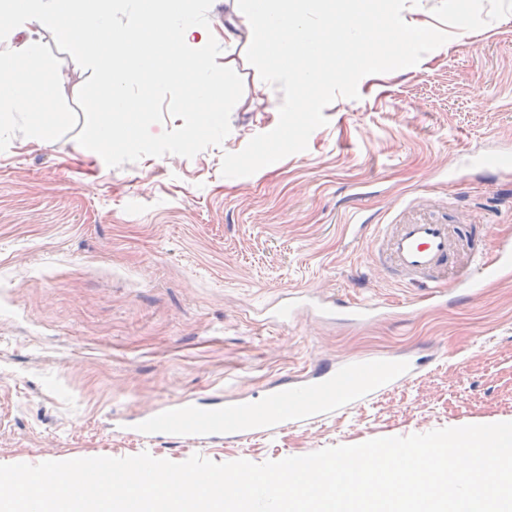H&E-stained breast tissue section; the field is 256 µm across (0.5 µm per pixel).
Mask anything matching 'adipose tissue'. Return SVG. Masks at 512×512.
Here are the masks:
<instances>
[{
	"instance_id": "ef3b65f1",
	"label": "adipose tissue",
	"mask_w": 512,
	"mask_h": 512,
	"mask_svg": "<svg viewBox=\"0 0 512 512\" xmlns=\"http://www.w3.org/2000/svg\"><path fill=\"white\" fill-rule=\"evenodd\" d=\"M346 19L331 24L314 15L310 6L294 8L280 0H234L223 32L201 23L191 0H137L138 25L114 38L112 0H0V136L12 126L28 130L29 143L49 145L56 141L60 122H38L29 112L34 96L49 100L54 96V65L46 57L41 31L52 30L57 41L68 48L74 65H92L110 89L107 98H93L94 110L101 112H146L149 100L133 96L130 85L134 72L115 67L116 52L140 46L162 45L176 54L191 74V88L184 96L182 110L192 121L205 122L213 134L221 129L215 120L217 89L222 79L207 65L205 55L216 40L233 46L240 39L271 44L280 59L277 67L264 68L266 83L285 88L283 99L274 101L273 111H317V102L303 95V87L314 83L344 85V73L327 69L324 58L336 45L345 43L362 49L387 39L409 46L419 43L420 27L406 18L400 0H389L379 11L376 0H347ZM301 55L306 64L291 69L287 61ZM40 65L42 80L32 85L28 70Z\"/></svg>"
}]
</instances>
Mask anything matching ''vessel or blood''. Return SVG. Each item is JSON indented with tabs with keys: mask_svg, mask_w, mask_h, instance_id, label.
<instances>
[{
	"mask_svg": "<svg viewBox=\"0 0 512 512\" xmlns=\"http://www.w3.org/2000/svg\"><path fill=\"white\" fill-rule=\"evenodd\" d=\"M374 230V241L380 250L379 262L391 272L392 282L418 286V304L437 307L446 303L450 291L444 277L459 249V241L449 223L406 207L395 222L375 225ZM468 262L467 278L455 289L460 293L470 292L476 281L492 275L495 270L511 267L512 242H500L492 260L485 258L481 248H472ZM305 310L324 317L341 314L354 323L377 317L382 307L376 303L343 305L323 300L303 301L291 296L264 308L265 314L277 319H292ZM412 371V364L406 361L400 369L378 376L371 363L353 360L337 375L332 370L321 369L307 377H286L280 388L268 392L260 403L247 396L227 398L220 393L205 399L179 398L138 417L118 418L115 424L137 435L159 430L207 445L230 437L263 434L290 424L306 425L328 419L349 406L376 398L408 379ZM285 400L293 402V409H281L280 404ZM228 413L236 420L229 432L224 429V416Z\"/></svg>",
	"mask_w": 512,
	"mask_h": 512,
	"instance_id": "b4317fda",
	"label": "vessel or blood"
}]
</instances>
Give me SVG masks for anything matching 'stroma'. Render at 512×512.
I'll list each match as a JSON object with an SVG mask.
<instances>
[{"mask_svg":"<svg viewBox=\"0 0 512 512\" xmlns=\"http://www.w3.org/2000/svg\"><path fill=\"white\" fill-rule=\"evenodd\" d=\"M414 17L448 35L424 43L421 66L365 74L401 59L398 42L342 45L346 89L307 87V116L271 111L278 93L250 49L207 63L223 131L195 126L176 149L189 83L151 80L150 114L130 112L143 145L86 154L107 87L42 32L56 68L43 120L57 141L0 140V464L149 452L253 463L378 437L512 420V276L480 281L472 298L412 308L414 289L389 282L358 216L386 224L415 199L457 225L484 224L487 250L512 240V176L457 168V156L512 144V0H414ZM289 290L393 311L349 324L305 315L266 320ZM409 356L417 372L325 421L203 447L168 435L114 432L113 417L221 390L263 400L282 378L364 356Z\"/></svg>","mask_w":512,"mask_h":512,"instance_id":"1","label":"stroma"}]
</instances>
